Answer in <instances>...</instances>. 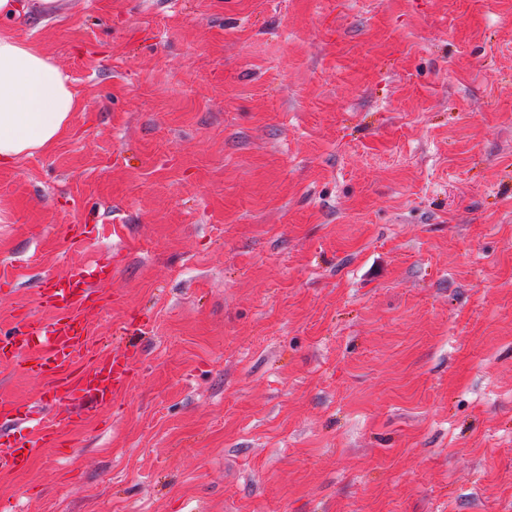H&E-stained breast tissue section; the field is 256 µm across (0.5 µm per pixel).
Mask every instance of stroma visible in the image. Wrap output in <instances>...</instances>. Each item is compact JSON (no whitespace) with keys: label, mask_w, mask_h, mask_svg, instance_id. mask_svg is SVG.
Wrapping results in <instances>:
<instances>
[{"label":"stroma","mask_w":512,"mask_h":512,"mask_svg":"<svg viewBox=\"0 0 512 512\" xmlns=\"http://www.w3.org/2000/svg\"><path fill=\"white\" fill-rule=\"evenodd\" d=\"M8 26L80 107L0 164V329L104 260L83 317L139 361L0 472L6 512H512V0H55Z\"/></svg>","instance_id":"stroma-1"}]
</instances>
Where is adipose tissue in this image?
I'll list each match as a JSON object with an SVG mask.
<instances>
[{
	"label": "adipose tissue",
	"mask_w": 512,
	"mask_h": 512,
	"mask_svg": "<svg viewBox=\"0 0 512 512\" xmlns=\"http://www.w3.org/2000/svg\"><path fill=\"white\" fill-rule=\"evenodd\" d=\"M78 108L66 71L36 46L0 29V163L51 147Z\"/></svg>",
	"instance_id": "ef3b65f1"
}]
</instances>
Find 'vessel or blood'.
I'll return each mask as SVG.
<instances>
[{
	"instance_id": "vessel-or-blood-1",
	"label": "vessel or blood",
	"mask_w": 512,
	"mask_h": 512,
	"mask_svg": "<svg viewBox=\"0 0 512 512\" xmlns=\"http://www.w3.org/2000/svg\"><path fill=\"white\" fill-rule=\"evenodd\" d=\"M112 279V266L73 268L63 278L43 280L41 307L54 310L47 321L23 312L13 328L0 331V366L22 370L37 383L35 400H0V469L21 472L40 449L59 445L63 428L111 409L136 376L138 348L126 343L112 351L105 336H92L75 309H97Z\"/></svg>"
}]
</instances>
